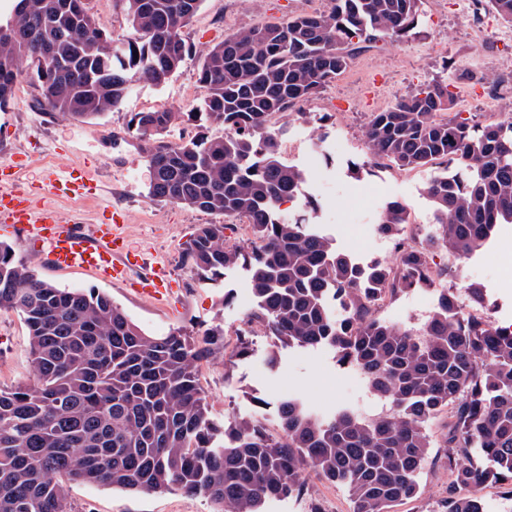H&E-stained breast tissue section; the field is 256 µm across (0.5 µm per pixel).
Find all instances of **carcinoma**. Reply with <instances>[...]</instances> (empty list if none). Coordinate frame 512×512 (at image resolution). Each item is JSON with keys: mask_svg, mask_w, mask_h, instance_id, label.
<instances>
[{"mask_svg": "<svg viewBox=\"0 0 512 512\" xmlns=\"http://www.w3.org/2000/svg\"><path fill=\"white\" fill-rule=\"evenodd\" d=\"M131 32L114 39L86 0H18L9 18L26 43L0 39V110L23 59L34 66L39 106L77 121L121 109L132 85L166 83L191 59L184 28L202 0H122ZM421 0H329L323 11L241 27L198 67L196 112H134L129 135L150 170L152 200L211 215L244 216L253 246L224 244L226 224H200L185 248L209 281L245 265L256 305L248 320L282 347L328 346L357 369L387 409L360 417L313 414L279 402L278 430L252 418L216 422L198 378L224 353V324L194 337L145 333L105 293L58 288L0 242V309L23 319L30 383L0 388V512H66L63 480L126 491L201 494L217 512H262L301 493L303 472L347 487L353 512H390L415 497L431 447L428 424L443 410L454 484H506L512 493V333L462 315L452 294L418 328L378 319L376 301L432 284L430 255L459 259L512 224V121L457 112L454 85L435 80L364 126L369 157L400 170L440 159L425 192L435 224L401 238L407 209L391 202L379 233L396 240L394 262L354 263L305 218L285 220L282 201L306 181L279 159L271 119L321 94L362 43L416 34ZM222 136L167 140L183 116ZM343 313L333 314L329 298ZM446 512H485L474 493L451 496Z\"/></svg>", "mask_w": 512, "mask_h": 512, "instance_id": "1", "label": "carcinoma"}]
</instances>
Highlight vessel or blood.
<instances>
[{
    "instance_id": "obj_1",
    "label": "vessel or blood",
    "mask_w": 512,
    "mask_h": 512,
    "mask_svg": "<svg viewBox=\"0 0 512 512\" xmlns=\"http://www.w3.org/2000/svg\"><path fill=\"white\" fill-rule=\"evenodd\" d=\"M21 170L9 160L0 159V228L21 233L41 248L45 261L60 271L82 270L109 283L124 279L130 265L141 268L138 292L156 304L170 299V276L164 260L146 258L131 252L121 228L124 218L113 214L106 225L94 224L88 230L76 229L72 216L57 210L56 197L84 198L94 186L79 169L60 171L49 167L34 190L24 188Z\"/></svg>"
}]
</instances>
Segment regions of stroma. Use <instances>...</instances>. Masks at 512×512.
Segmentation results:
<instances>
[{
    "instance_id": "1",
    "label": "stroma",
    "mask_w": 512,
    "mask_h": 512,
    "mask_svg": "<svg viewBox=\"0 0 512 512\" xmlns=\"http://www.w3.org/2000/svg\"><path fill=\"white\" fill-rule=\"evenodd\" d=\"M327 0H203L185 29L195 51L193 61L163 85L135 83L121 109L81 123L40 109V90L23 79L5 110L0 111V154L25 155L31 163L27 180L40 179L48 167L88 165L97 182V200H58L64 212H74L95 223L100 206L109 204L126 213L124 227L129 244L138 251H155L168 260L177 290L170 307L160 308L136 294L130 283L98 282L84 271L60 273L44 265L35 249L17 233L1 232L18 256L37 276L60 288H99L128 317L152 334L183 329L201 334L210 324H224V354L202 362L201 385L207 392L215 421L237 416L254 418L268 427L277 424V403L287 395L300 397L315 412L328 415L349 406L363 415L380 411L354 370L337 362L326 348H280L276 339L246 316L255 303L250 275L238 266L224 273L217 284L202 283L185 261L183 249L198 225L213 222V215L174 204H161L148 195L149 169L128 131L132 113L170 109L191 111L200 95L197 67L208 49L235 28L273 23L287 17L325 9ZM421 23L416 37L398 42L381 39L355 54L346 71L317 97L275 116L283 129L287 151L280 159L303 169L310 185L333 199L334 212L315 219L317 231L333 239L338 251L366 264L394 258L392 244H375L379 214L392 201L403 204L410 224H433V205L424 187L431 172L443 171L445 161L432 170L402 171L381 163H367L363 128L371 113L406 96L419 86L451 78L459 95L469 96L468 112L481 119L512 117V98L491 104L485 97L512 72V49L496 42L508 26L495 15L489 0H422ZM479 13L491 39L475 42L468 23ZM512 250V224L499 227L485 250L464 259L436 254L432 262L433 287L399 291L378 309L379 318L401 326L418 327L415 310L430 313L440 293L452 292L461 314L479 310L482 320L498 326L512 324V271L487 263L488 254ZM484 288L487 301L474 307L471 285ZM252 342L244 358L233 356L240 336ZM29 337L22 319L0 311V387L29 381L33 368L28 358ZM447 413L429 425L433 446L420 474L418 497L401 501L392 512H445L452 476L441 443L448 432ZM306 491L293 498L271 500L263 512H352L344 486L325 480L314 470L304 474ZM201 495L179 491L129 492L109 486L70 483L66 486L67 512H214Z\"/></svg>"
}]
</instances>
